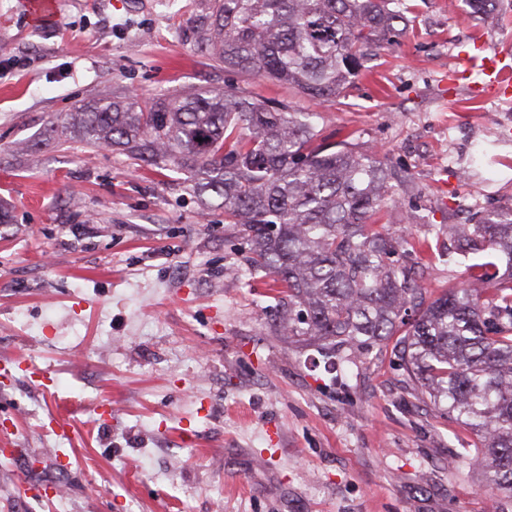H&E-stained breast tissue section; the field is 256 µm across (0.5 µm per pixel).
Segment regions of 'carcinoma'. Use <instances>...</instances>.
I'll use <instances>...</instances> for the list:
<instances>
[{
    "label": "carcinoma",
    "instance_id": "carcinoma-1",
    "mask_svg": "<svg viewBox=\"0 0 512 512\" xmlns=\"http://www.w3.org/2000/svg\"><path fill=\"white\" fill-rule=\"evenodd\" d=\"M406 0H212L200 52L224 67L293 87L312 102L339 100L369 71L372 51L408 25ZM90 146L151 165L194 169L224 221L243 227L250 262L288 297L281 328L322 347L361 352L399 327L396 351L413 389L465 422L478 444L463 456L489 486L512 494V206L477 224H450L462 254L481 255L469 280L424 304L413 225L380 231L388 204L414 195V175L357 139L323 135L315 113L270 108L231 86L149 105L125 96L71 112Z\"/></svg>",
    "mask_w": 512,
    "mask_h": 512
}]
</instances>
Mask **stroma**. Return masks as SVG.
<instances>
[{
    "label": "stroma",
    "mask_w": 512,
    "mask_h": 512,
    "mask_svg": "<svg viewBox=\"0 0 512 512\" xmlns=\"http://www.w3.org/2000/svg\"><path fill=\"white\" fill-rule=\"evenodd\" d=\"M211 0H0V512H512L391 350L285 335L240 226L192 173L63 129L70 112L234 85L318 109L413 173L434 224L512 203V93L473 98L476 34L512 59V0H412L399 44L338 102L224 69L197 48ZM71 407V436L48 419ZM68 454L34 464L39 449Z\"/></svg>",
    "instance_id": "35a3bbf8"
}]
</instances>
